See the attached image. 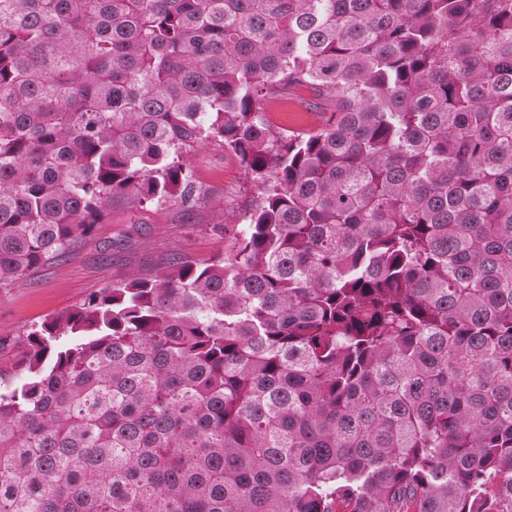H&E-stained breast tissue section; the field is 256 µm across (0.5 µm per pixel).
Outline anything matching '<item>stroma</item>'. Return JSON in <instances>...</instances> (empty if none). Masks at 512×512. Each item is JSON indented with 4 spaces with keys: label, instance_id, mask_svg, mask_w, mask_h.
<instances>
[{
    "label": "stroma",
    "instance_id": "35a3bbf8",
    "mask_svg": "<svg viewBox=\"0 0 512 512\" xmlns=\"http://www.w3.org/2000/svg\"><path fill=\"white\" fill-rule=\"evenodd\" d=\"M263 112L271 125L286 129H315L328 120L327 113L305 111L295 101L264 102ZM190 164L200 192L193 208L176 203L155 210L114 202L96 236L21 285L0 289V341L14 346L32 325L129 275L151 273L171 258L204 262L228 252L245 225L251 185L238 158L221 145L198 149Z\"/></svg>",
    "mask_w": 512,
    "mask_h": 512
}]
</instances>
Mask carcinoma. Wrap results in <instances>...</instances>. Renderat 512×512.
Returning a JSON list of instances; mask_svg holds the SVG:
<instances>
[{"mask_svg": "<svg viewBox=\"0 0 512 512\" xmlns=\"http://www.w3.org/2000/svg\"><path fill=\"white\" fill-rule=\"evenodd\" d=\"M211 143L246 227L23 333L0 512H512V0H0V289ZM265 119L273 126L310 130L326 124L330 112H307L297 101H267L263 103Z\"/></svg>", "mask_w": 512, "mask_h": 512, "instance_id": "1", "label": "carcinoma"}]
</instances>
